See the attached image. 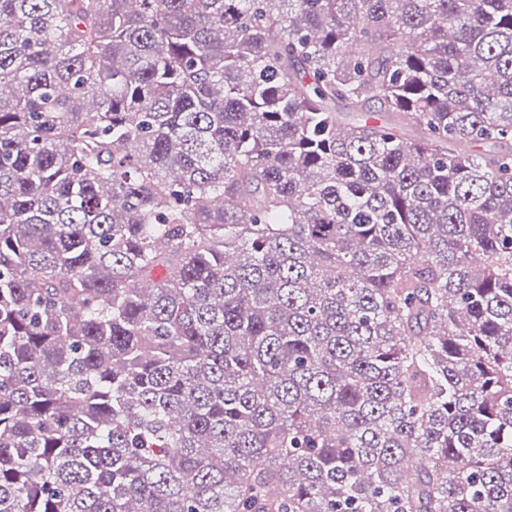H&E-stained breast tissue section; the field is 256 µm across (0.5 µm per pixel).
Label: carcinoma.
Returning <instances> with one entry per match:
<instances>
[{"mask_svg":"<svg viewBox=\"0 0 512 512\" xmlns=\"http://www.w3.org/2000/svg\"><path fill=\"white\" fill-rule=\"evenodd\" d=\"M500 140L512 0H0V512H512Z\"/></svg>","mask_w":512,"mask_h":512,"instance_id":"obj_1","label":"carcinoma"}]
</instances>
